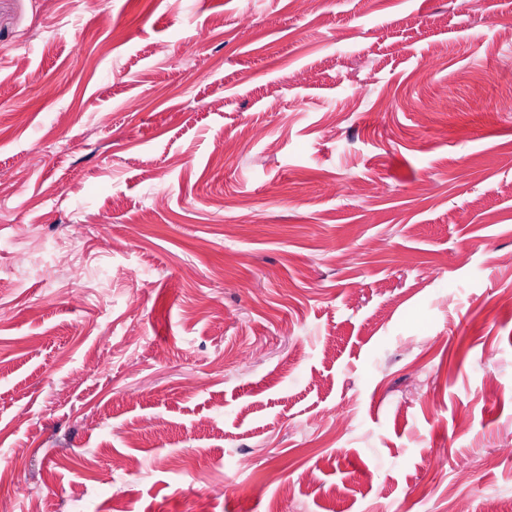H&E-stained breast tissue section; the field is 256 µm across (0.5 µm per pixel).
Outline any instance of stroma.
<instances>
[{"label":"stroma","mask_w":512,"mask_h":512,"mask_svg":"<svg viewBox=\"0 0 512 512\" xmlns=\"http://www.w3.org/2000/svg\"><path fill=\"white\" fill-rule=\"evenodd\" d=\"M508 31L512 0H0V512L512 499ZM63 230L96 277L46 267Z\"/></svg>","instance_id":"stroma-1"}]
</instances>
